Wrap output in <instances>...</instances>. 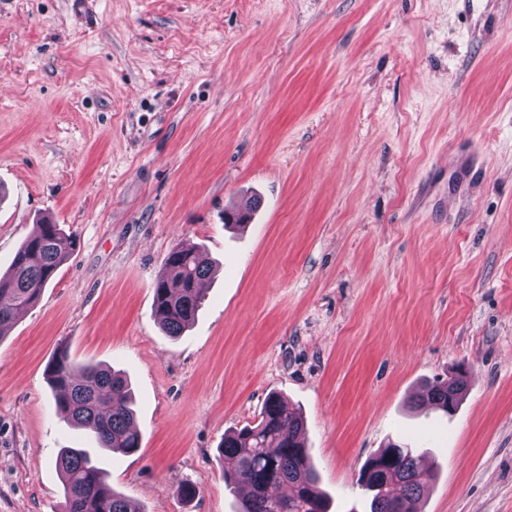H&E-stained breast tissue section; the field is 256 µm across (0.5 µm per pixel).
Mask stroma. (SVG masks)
I'll return each instance as SVG.
<instances>
[{
	"instance_id": "obj_1",
	"label": "stroma",
	"mask_w": 512,
	"mask_h": 512,
	"mask_svg": "<svg viewBox=\"0 0 512 512\" xmlns=\"http://www.w3.org/2000/svg\"><path fill=\"white\" fill-rule=\"evenodd\" d=\"M0 184L1 273L42 220L77 238L0 338V512H57L58 449L95 445L62 347L131 382L141 448L103 467L142 512H236L218 448L272 392L330 512L390 440L438 466L422 512H512V0H0ZM186 242L217 271L172 340ZM461 369L454 416L411 407ZM190 244L174 247L154 289V308L166 336L176 339L194 321L204 301L201 282L211 268Z\"/></svg>"
}]
</instances>
